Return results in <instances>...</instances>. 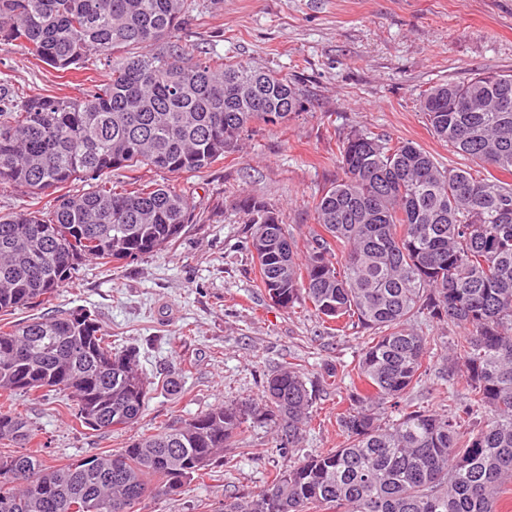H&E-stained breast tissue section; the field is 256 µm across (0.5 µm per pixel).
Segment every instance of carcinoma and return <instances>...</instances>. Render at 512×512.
<instances>
[{
  "mask_svg": "<svg viewBox=\"0 0 512 512\" xmlns=\"http://www.w3.org/2000/svg\"><path fill=\"white\" fill-rule=\"evenodd\" d=\"M187 14V0H0V41L58 72L92 57L109 72L76 97L20 98L0 78V184L52 197L47 211L0 215V312L44 300L85 261L163 251L193 222L184 193L118 190L112 176L200 172L251 125L302 109L274 72L189 56L175 39ZM420 108L439 139L492 172L443 167L411 141L355 131L303 247L280 211L239 202L272 302H308L322 321L345 318L369 336L342 369L343 445L270 473L255 497L224 512H493L512 481V183L494 175L512 176V74L438 85ZM76 181L88 191L63 192ZM417 317L456 330L441 390L460 406L447 415L401 407L439 347L411 327ZM153 389L138 354L113 348L84 309L0 330V442L31 436L7 405L18 393L66 395L75 420L96 430L132 427ZM315 402L288 362L260 400L137 435L112 454L47 468L36 454L0 452V512H139L208 475L253 420L273 424L279 448L299 447Z\"/></svg>",
  "mask_w": 512,
  "mask_h": 512,
  "instance_id": "carcinoma-1",
  "label": "carcinoma"
}]
</instances>
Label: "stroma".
<instances>
[{
    "mask_svg": "<svg viewBox=\"0 0 512 512\" xmlns=\"http://www.w3.org/2000/svg\"><path fill=\"white\" fill-rule=\"evenodd\" d=\"M177 31L190 55L249 62L299 88L302 109L277 127L256 126L222 161L200 173L144 168L142 182L189 195L195 219L168 249L138 260L79 266L76 281L43 305L0 313L11 326L53 310L95 315L116 349L133 348L148 375L160 380L137 423L94 431L73 423L65 396L18 394L28 420L27 451L45 464L108 454L130 438L156 432L200 412L259 398L267 374L285 362L301 368L317 390L312 422L294 453L281 450L270 425L251 424L243 454L214 464L210 478L179 496L147 499L140 512H221L224 502L256 495L269 472L341 445L336 417L346 383L325 373L356 358L366 337L354 327L324 329L310 305L288 310L257 288L244 247L247 226L238 202L248 196L281 209L285 230L303 240L313 207L341 175L339 146L352 131L411 141L446 167L464 159L433 134L420 110L433 86L463 82L486 71H512V0H189ZM16 91L80 95L104 81L95 61L58 74L35 65L19 45L0 44V76ZM440 359L407 395L409 409L453 412L441 393ZM174 378L176 390L162 382Z\"/></svg>",
    "mask_w": 512,
    "mask_h": 512,
    "instance_id": "35a3bbf8",
    "label": "stroma"
}]
</instances>
